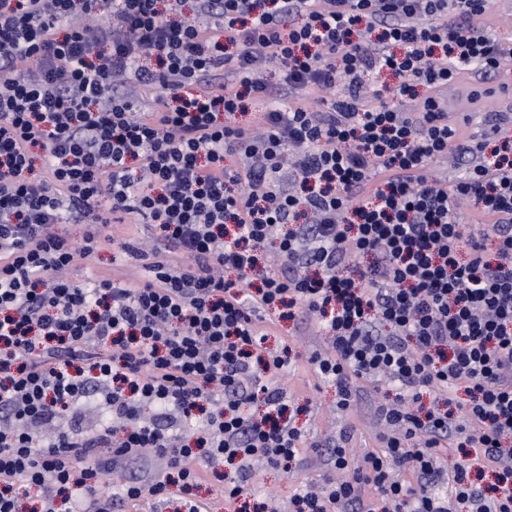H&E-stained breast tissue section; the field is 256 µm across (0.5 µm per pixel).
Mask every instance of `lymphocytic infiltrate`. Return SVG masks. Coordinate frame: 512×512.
Listing matches in <instances>:
<instances>
[{"mask_svg": "<svg viewBox=\"0 0 512 512\" xmlns=\"http://www.w3.org/2000/svg\"><path fill=\"white\" fill-rule=\"evenodd\" d=\"M184 4L0 0V512L32 492L42 512H109L107 475L148 455L163 476L121 498L173 485L177 512H208L207 478L235 503L255 462L290 468L305 440L278 385L288 351L260 353L263 316L322 327L307 364L341 407L356 381L396 384L382 452L354 460L341 432L294 512H512V137L461 141L440 106L512 59L488 0ZM384 74L415 111L365 101ZM274 82L294 102L250 112ZM460 154L465 176L429 177ZM125 221L151 245L104 235ZM108 244L145 278L72 279ZM95 392L111 421L89 431L77 407Z\"/></svg>", "mask_w": 512, "mask_h": 512, "instance_id": "lymphocytic-infiltrate-1", "label": "lymphocytic infiltrate"}]
</instances>
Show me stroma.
I'll use <instances>...</instances> for the list:
<instances>
[{
    "instance_id": "1",
    "label": "stroma",
    "mask_w": 512,
    "mask_h": 512,
    "mask_svg": "<svg viewBox=\"0 0 512 512\" xmlns=\"http://www.w3.org/2000/svg\"><path fill=\"white\" fill-rule=\"evenodd\" d=\"M512 84V70L500 71L496 76L483 78L470 75L462 82L452 84L455 103L446 105L448 121L461 129L465 137L482 139V124L502 118V134L512 136V99L496 96L495 88ZM115 272L128 279H136L133 263L121 251L105 247L91 259L75 257L71 275L85 279L102 273ZM268 335L267 349L274 350L288 345L291 362L280 379L286 391L291 409L295 411V424L302 430L308 442L332 446L345 425L355 428L352 440L354 456L379 450V435L384 429L378 421L374 406L395 392L388 383L373 385L362 383L361 398L347 409L337 406L335 386L317 379L307 368L306 359L313 351L324 350L327 338L313 321L287 320L277 324L264 323ZM330 470L328 456L313 452L301 454L291 470L257 464L247 484V500L251 505H261L266 499H274L279 512H292L291 499L299 492L319 486L323 475Z\"/></svg>"
}]
</instances>
